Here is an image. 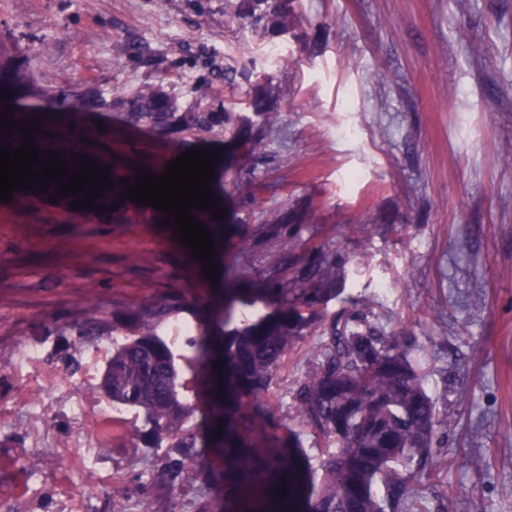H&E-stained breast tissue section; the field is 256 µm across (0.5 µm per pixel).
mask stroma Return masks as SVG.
<instances>
[{"mask_svg": "<svg viewBox=\"0 0 512 512\" xmlns=\"http://www.w3.org/2000/svg\"><path fill=\"white\" fill-rule=\"evenodd\" d=\"M285 37L224 16V0H0V45L26 62L24 107L40 90L83 83L127 93L163 83L181 108L203 59L236 68L239 146L225 169L220 269L265 275L271 243L254 231L295 211L283 236L337 254L343 292L326 315L369 312L407 350L448 428L441 464L408 485L412 512H512V0H293ZM133 44L156 58L139 65ZM269 73L280 136L260 137L242 96ZM163 292L180 309L159 330L182 381L192 350L180 324L205 328L224 307L172 229L141 216L107 224L52 199L0 202V512H219L210 471L161 491V449L124 408L111 438L99 384L108 336L88 317L124 320ZM306 331L273 374L264 405L280 439L301 435L294 397L314 361Z\"/></svg>", "mask_w": 512, "mask_h": 512, "instance_id": "1", "label": "stroma"}]
</instances>
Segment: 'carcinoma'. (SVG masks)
Masks as SVG:
<instances>
[{
  "instance_id": "1",
  "label": "carcinoma",
  "mask_w": 512,
  "mask_h": 512,
  "mask_svg": "<svg viewBox=\"0 0 512 512\" xmlns=\"http://www.w3.org/2000/svg\"><path fill=\"white\" fill-rule=\"evenodd\" d=\"M224 16L278 35L294 29L289 0H224ZM0 90L14 101L28 95L24 62L0 63ZM195 92V108L181 112L160 84H143L131 95L104 96L78 87L45 91L55 111L41 113V133L33 144L65 158L84 153L92 164L110 167L107 180L113 189L102 190L93 204L109 208L122 201L110 212L112 223L122 224L135 202L121 194L135 183V173L82 148L84 131L69 120L99 111L133 131L174 134L178 144L224 136L230 112L224 102L213 104L219 91L203 81ZM254 112L268 130L279 126L280 112L266 93L257 96ZM197 219L210 225L213 246H220V221L211 219L209 210ZM300 222L299 215L288 212L258 229V235L278 244L272 275L251 288L227 277L222 336L212 340L204 331L190 340L195 356L189 363L209 404V440L203 447L224 463V512H399L407 484L430 476L437 465L433 447L443 420L423 375L367 314L341 312L321 323L319 353L295 391L303 425L327 444L317 462L303 452L299 434L290 433L283 443L272 432V417H264L258 405L273 373L319 319V307L336 295L342 280L335 255L320 246L300 255L297 244L279 235L277 225ZM237 303L275 304L277 309L238 328L231 326ZM174 312L169 297L152 296L119 326L95 317L77 331L79 336L112 331L122 337L113 341L101 388L112 402L143 410L149 432L166 443L161 471L170 489L190 478L199 455L193 407L180 395L171 348L156 334ZM218 360L224 362L219 372L214 369ZM282 488L288 495H278Z\"/></svg>"
}]
</instances>
